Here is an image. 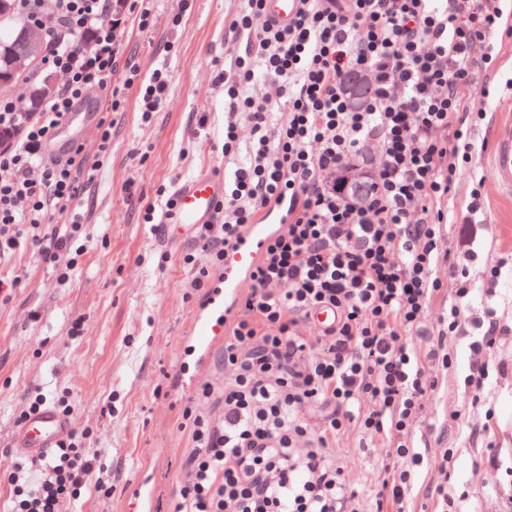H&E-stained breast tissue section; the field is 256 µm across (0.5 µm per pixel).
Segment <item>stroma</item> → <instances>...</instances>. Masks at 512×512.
I'll return each instance as SVG.
<instances>
[{
  "instance_id": "obj_1",
  "label": "stroma",
  "mask_w": 512,
  "mask_h": 512,
  "mask_svg": "<svg viewBox=\"0 0 512 512\" xmlns=\"http://www.w3.org/2000/svg\"><path fill=\"white\" fill-rule=\"evenodd\" d=\"M153 22L140 28L134 19L120 25L125 53L141 77L156 67L170 75L168 96L151 123L140 119L137 92L121 90L122 106L112 115V146L101 166L80 179L69 210L84 216L86 253L67 284L30 246L0 258V278L14 282L0 301V470L22 455L11 435L31 389L53 394L69 391L72 427L93 432L94 447L104 449L112 469V494L88 492L68 512H171L186 436L178 412L205 383L221 387L223 337L207 354L191 346L190 331L200 300H185L193 278L180 257L195 249V237L171 244L160 226L145 223L143 208L162 207V193L202 173H224L231 161L222 154L224 86L216 76L243 52L247 37L230 31L228 22L239 0H151ZM490 74L489 97L473 91V108L486 117L471 132L476 146L449 202L452 219L442 225L449 260L469 274L470 296L464 319L447 349L453 364L429 367L438 380L423 403L413 431L416 451L428 459L415 476L407 512H512V196L493 183L490 153L497 123L512 120V42L498 47ZM100 105L60 126L52 155L81 143L96 157L94 132ZM481 209H473V189ZM170 257L159 267L161 254ZM448 283L431 302L417 347H437V328L455 300ZM83 318L79 335L69 330ZM495 326L493 349H470L488 326ZM488 366L484 391L473 398L471 367ZM162 386L163 397L153 395ZM461 412V422L451 419ZM453 458L448 472L439 462L444 450ZM385 450L369 436L349 432L336 442V462L344 469L354 496L347 512H377L385 477ZM447 484L448 497L436 488Z\"/></svg>"
}]
</instances>
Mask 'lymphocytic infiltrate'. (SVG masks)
Listing matches in <instances>:
<instances>
[{
	"label": "lymphocytic infiltrate",
	"mask_w": 512,
	"mask_h": 512,
	"mask_svg": "<svg viewBox=\"0 0 512 512\" xmlns=\"http://www.w3.org/2000/svg\"><path fill=\"white\" fill-rule=\"evenodd\" d=\"M504 0H300L285 25L264 15V0H242L228 27L248 36L242 54L219 74L228 101L223 152L224 208L196 231L199 249L181 260L196 292L224 268L262 212L287 203L288 222L253 266L224 338V383L201 385L179 427L190 448L181 462L174 512H344L352 492L336 464V439L349 431L387 448L380 504L403 506L411 468L425 458L412 431L422 401L438 384L412 341L445 279L457 301L438 347L459 327L469 295L465 274L437 271L448 252L441 226L457 175L472 159L469 129L485 113L466 106L496 65L492 44L512 38ZM31 19L52 16L90 47L52 46L45 64L59 75L40 112L21 119L0 97V128L21 126L24 142L0 150V255L20 243L45 261L68 254L75 270L82 224L44 232V217L64 210L88 159L82 146L61 157L45 150L67 114L90 94L103 101L99 148L108 152V113L121 101L109 80L132 86L112 0H18ZM368 78L372 95L354 107L349 74ZM248 144H241V132ZM379 160L361 198L336 182L337 168L365 148ZM320 307L333 327L308 335ZM220 398L223 417L203 413ZM319 406L311 423L303 408ZM86 430L57 448L19 458L0 479L11 487L9 512H63L87 488L110 495L112 472Z\"/></svg>",
	"instance_id": "obj_1"
}]
</instances>
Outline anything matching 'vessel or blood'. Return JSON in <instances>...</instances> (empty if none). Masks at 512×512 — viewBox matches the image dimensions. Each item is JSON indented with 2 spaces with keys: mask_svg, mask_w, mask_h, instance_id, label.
<instances>
[{
  "mask_svg": "<svg viewBox=\"0 0 512 512\" xmlns=\"http://www.w3.org/2000/svg\"><path fill=\"white\" fill-rule=\"evenodd\" d=\"M299 7V0H266L267 16L278 23L291 20ZM494 180L500 190L512 193V122L499 123L492 136L490 156ZM224 198V178L213 173L201 174L180 185L174 197V219L165 223L163 236L167 241H178L198 225L214 222ZM270 235L269 225H252L243 242L224 260V295L232 297L244 285L241 277L260 255ZM223 305L211 304L206 314L198 315L193 330L200 344H207L210 336L220 335V325L212 324V317H225ZM66 430L64 422L52 412L41 413L23 423L14 434L17 447L34 454H43L54 448Z\"/></svg>",
  "mask_w": 512,
  "mask_h": 512,
  "instance_id": "vessel-or-blood-1",
  "label": "vessel or blood"
}]
</instances>
